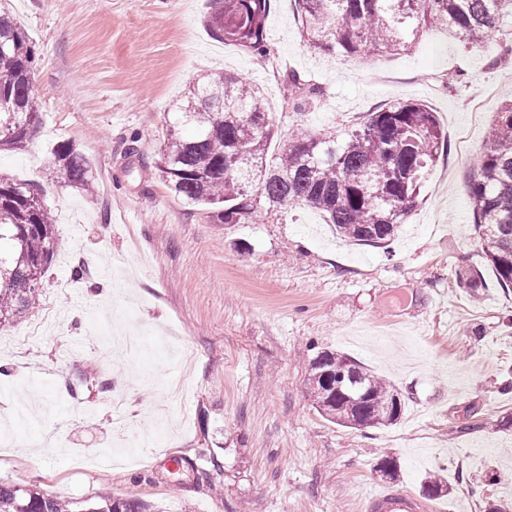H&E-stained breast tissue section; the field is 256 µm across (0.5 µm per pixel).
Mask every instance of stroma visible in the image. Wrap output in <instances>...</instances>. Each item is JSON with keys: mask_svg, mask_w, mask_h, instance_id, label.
Here are the masks:
<instances>
[{"mask_svg": "<svg viewBox=\"0 0 512 512\" xmlns=\"http://www.w3.org/2000/svg\"><path fill=\"white\" fill-rule=\"evenodd\" d=\"M33 41L41 110L28 150L0 152V173L39 184L59 248L29 316L0 331V422L17 401L43 406L24 435L54 445L0 450V482L83 502L99 492L146 512H361L384 488L419 493L428 474L451 486L440 512L512 502V289L488 267L468 193L499 106L512 99V19L470 51L432 28L411 51L356 57L311 51L294 0H271L267 63L214 40L209 0H6ZM320 91L286 105L278 73ZM439 84L422 80L425 69ZM256 84L281 129L343 131L365 113L430 107L448 148L397 238L359 245L293 204L254 224H221L186 205L156 166L176 103L206 77ZM70 143L91 164L86 194L44 174ZM83 266L74 277V266ZM482 274L470 290L463 268ZM139 334L131 361L98 342ZM340 351L397 389L392 426L332 423L308 377ZM156 428V447L112 468L120 427L112 391ZM394 458L398 476H378Z\"/></svg>", "mask_w": 512, "mask_h": 512, "instance_id": "obj_1", "label": "stroma"}]
</instances>
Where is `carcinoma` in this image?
I'll list each match as a JSON object with an SVG mask.
<instances>
[{
  "label": "carcinoma",
  "mask_w": 512,
  "mask_h": 512,
  "mask_svg": "<svg viewBox=\"0 0 512 512\" xmlns=\"http://www.w3.org/2000/svg\"><path fill=\"white\" fill-rule=\"evenodd\" d=\"M206 20L213 36L267 57L265 23L270 0H211ZM310 48L357 55L398 51L440 23L468 49L488 43L512 9V0H295ZM35 47L0 9V149L23 150L37 128L33 85ZM289 99L307 106L318 89L294 70L284 75ZM448 145L435 113L421 103L369 112L338 138L332 131H275L260 88L216 74L176 105L157 168L175 195L211 210L224 224H251L261 204L306 205L361 244L393 240L417 206L426 175ZM48 176L90 194L92 167L73 145L52 153ZM475 224L501 287L512 288V103L492 123L469 181ZM57 235L37 187L0 174V328L30 313L43 289ZM309 384L319 413L356 429L394 425L401 393L352 357L322 352ZM356 384L364 397L336 395ZM450 486L425 478L422 495L444 496ZM51 491L0 483V512H76ZM84 512H145L136 500L102 492Z\"/></svg>",
  "instance_id": "1"
}]
</instances>
